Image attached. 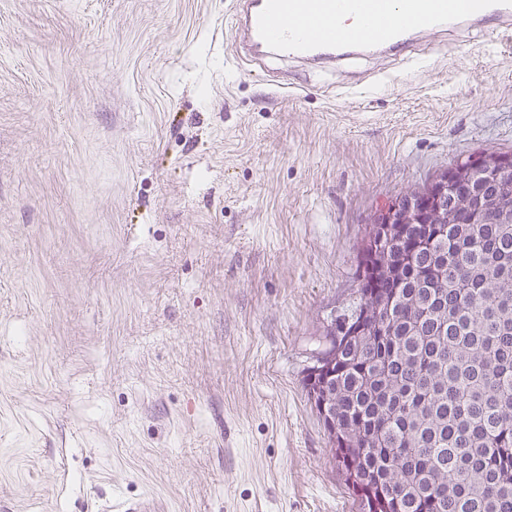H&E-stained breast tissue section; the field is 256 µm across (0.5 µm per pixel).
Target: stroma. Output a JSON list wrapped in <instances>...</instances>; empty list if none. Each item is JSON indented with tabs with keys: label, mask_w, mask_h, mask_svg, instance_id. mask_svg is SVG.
Instances as JSON below:
<instances>
[{
	"label": "stroma",
	"mask_w": 512,
	"mask_h": 512,
	"mask_svg": "<svg viewBox=\"0 0 512 512\" xmlns=\"http://www.w3.org/2000/svg\"><path fill=\"white\" fill-rule=\"evenodd\" d=\"M229 0H0V512H360L302 380L377 210L512 153V29L230 58Z\"/></svg>",
	"instance_id": "stroma-1"
}]
</instances>
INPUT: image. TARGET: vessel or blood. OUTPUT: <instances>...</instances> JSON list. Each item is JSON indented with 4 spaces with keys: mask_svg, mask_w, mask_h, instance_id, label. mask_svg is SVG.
Instances as JSON below:
<instances>
[{
    "mask_svg": "<svg viewBox=\"0 0 512 512\" xmlns=\"http://www.w3.org/2000/svg\"><path fill=\"white\" fill-rule=\"evenodd\" d=\"M231 19L251 58L333 59L459 23L512 26V0H233Z\"/></svg>",
    "mask_w": 512,
    "mask_h": 512,
    "instance_id": "b4317fda",
    "label": "vessel or blood"
}]
</instances>
